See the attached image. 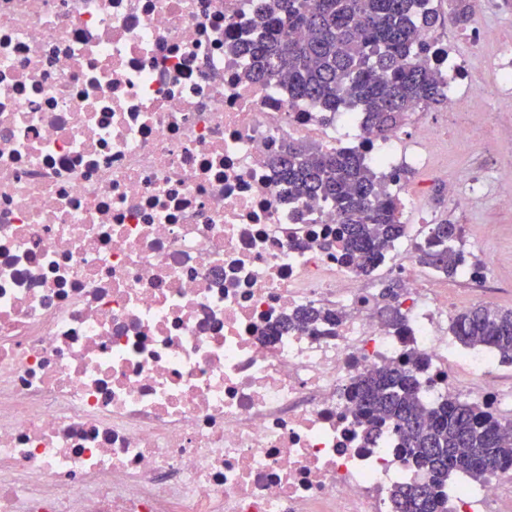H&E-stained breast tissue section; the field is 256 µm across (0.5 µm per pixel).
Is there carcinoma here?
<instances>
[{"label": "carcinoma", "instance_id": "carcinoma-1", "mask_svg": "<svg viewBox=\"0 0 512 512\" xmlns=\"http://www.w3.org/2000/svg\"><path fill=\"white\" fill-rule=\"evenodd\" d=\"M431 0H265L262 24L245 44L251 51L252 79L288 87L293 99L316 102L324 112L354 108L382 132L396 128L414 105L445 101L431 68L420 30H432L439 14ZM305 32L283 40V22ZM282 181L298 198L319 199L336 207L345 224V253L370 273L383 251L407 236L398 196L385 178L356 150H324L288 140L273 161ZM434 245L415 247L418 262L452 278L464 262L458 248L462 228L443 221L432 225ZM336 322V314L305 308L288 317L287 327ZM450 331L467 347H485L512 363V309L475 307L455 315ZM413 370L390 368L359 382L358 423L374 435L388 425L399 435L409 465L424 472L428 494L418 498L415 485H399L392 494L395 512H448L443 488L448 472L462 469L481 480L512 459L505 427L476 405L448 397L432 408L418 399Z\"/></svg>", "mask_w": 512, "mask_h": 512}]
</instances>
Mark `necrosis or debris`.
Returning a JSON list of instances; mask_svg holds the SVG:
<instances>
[{
  "mask_svg": "<svg viewBox=\"0 0 512 512\" xmlns=\"http://www.w3.org/2000/svg\"><path fill=\"white\" fill-rule=\"evenodd\" d=\"M255 0H0V512H393L424 481L393 429L366 441L363 376L419 362V396L456 393L502 423L497 359L461 349L444 276L362 271L342 218L293 197L270 165L286 140L356 149L403 191V169L493 199L479 171L450 180L417 123L379 136L325 118L286 87L248 82L235 49ZM448 113L466 61L433 33ZM401 286L400 324L376 313ZM335 324L286 330L297 309ZM448 512H512V463L455 470Z\"/></svg>",
  "mask_w": 512,
  "mask_h": 512,
  "instance_id": "1",
  "label": "necrosis or debris"
}]
</instances>
